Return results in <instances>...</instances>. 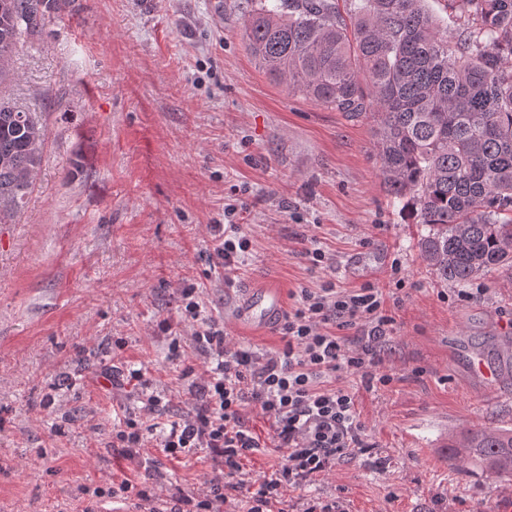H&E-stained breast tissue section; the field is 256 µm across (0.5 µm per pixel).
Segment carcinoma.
Instances as JSON below:
<instances>
[{"mask_svg": "<svg viewBox=\"0 0 512 512\" xmlns=\"http://www.w3.org/2000/svg\"><path fill=\"white\" fill-rule=\"evenodd\" d=\"M422 0H260L246 24L250 54L276 83L376 122L388 196L428 233L418 242L438 279L464 284L512 272V0H448L450 43ZM52 0H0V80L38 34ZM45 129L0 100V224L42 162ZM462 467L512 479V430L468 429L448 442Z\"/></svg>", "mask_w": 512, "mask_h": 512, "instance_id": "carcinoma-1", "label": "carcinoma"}]
</instances>
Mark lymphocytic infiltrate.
<instances>
[{"mask_svg": "<svg viewBox=\"0 0 512 512\" xmlns=\"http://www.w3.org/2000/svg\"><path fill=\"white\" fill-rule=\"evenodd\" d=\"M224 223L209 225L212 248L225 273L238 270L252 247L237 207L224 209ZM392 287L367 282L340 288L299 286L278 321L282 346L267 352L229 345L223 323L207 314L199 289L181 291V321L191 329L183 338L169 319L158 323L169 336L168 353L178 361L187 352L202 357V369L187 367L181 378L188 407L166 418L165 394L140 369L113 367L112 386L136 396L135 411L112 426L113 453L144 468L148 450L187 458L206 450L220 471L194 494L177 492L160 498L158 487L129 478L95 488L98 498L128 502L135 512H274L288 490L333 471L341 458L368 452L365 425L356 394L340 386L344 375H357L365 389L388 385L379 373L381 352L397 333L394 305L403 300L400 267H393ZM272 419V436L263 438L244 419L246 406ZM274 446L281 458L256 480L242 476L245 459Z\"/></svg>", "mask_w": 512, "mask_h": 512, "instance_id": "obj_1", "label": "lymphocytic infiltrate"}]
</instances>
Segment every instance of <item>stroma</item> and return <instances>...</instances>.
I'll return each instance as SVG.
<instances>
[{"label": "stroma", "instance_id": "stroma-1", "mask_svg": "<svg viewBox=\"0 0 512 512\" xmlns=\"http://www.w3.org/2000/svg\"><path fill=\"white\" fill-rule=\"evenodd\" d=\"M258 0H57L43 33L20 46L0 96L35 113L43 160L23 208L0 224V512H83L85 488L137 478L107 447L117 407L134 397L101 385L120 359L146 369L182 413L183 366L168 358L158 320L177 319L184 282L223 318L237 289L281 295L312 275L302 255L317 237L331 277L387 286L400 265L409 290L382 365L385 387L355 388L372 449L289 493L341 496L348 512H512V481L463 470L450 433L512 429V275L449 302L452 283L420 257L425 225L391 201L373 119H354L271 81L246 47ZM243 212L253 246L235 288L224 285L208 227ZM123 340L116 348L115 340ZM483 353L504 369L487 393L468 369ZM64 425V435L54 433ZM168 492L200 491L208 455L159 457Z\"/></svg>", "mask_w": 512, "mask_h": 512}]
</instances>
